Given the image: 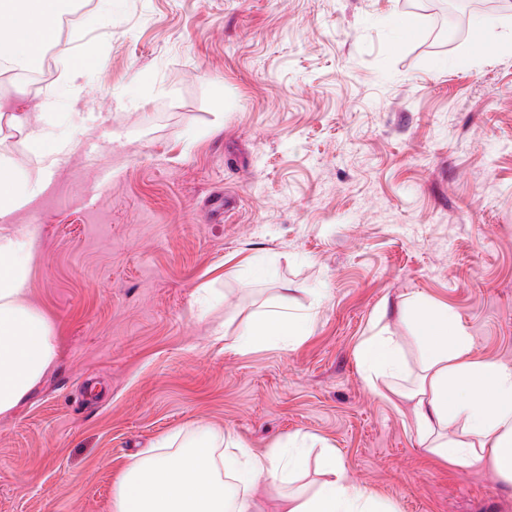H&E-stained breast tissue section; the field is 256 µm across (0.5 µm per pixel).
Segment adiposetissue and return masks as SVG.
I'll return each mask as SVG.
<instances>
[{
    "instance_id": "adipose-tissue-1",
    "label": "adipose tissue",
    "mask_w": 512,
    "mask_h": 512,
    "mask_svg": "<svg viewBox=\"0 0 512 512\" xmlns=\"http://www.w3.org/2000/svg\"><path fill=\"white\" fill-rule=\"evenodd\" d=\"M68 0H0V56L35 65ZM45 113L0 112V132L24 136L41 171L56 162L44 147ZM19 171L0 154V416L11 414L58 358L54 323L32 304L27 281L33 240L11 219L41 192L42 178ZM400 320L422 338L420 370L405 382L406 366L394 337L374 335L356 349L366 372L381 378L379 393L404 402L420 443L435 460L489 469L512 490V366L476 355L458 314L435 302H402ZM288 288L272 310L249 318L233 345H289L306 333ZM308 454L294 437L274 447H249L234 432L208 427L177 431L146 458L128 464L113 512H257L260 483L278 488L280 512H391L367 488L353 484L335 449H322L314 489L294 487Z\"/></svg>"
}]
</instances>
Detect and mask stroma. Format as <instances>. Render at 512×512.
Returning a JSON list of instances; mask_svg holds the SVG:
<instances>
[{"mask_svg":"<svg viewBox=\"0 0 512 512\" xmlns=\"http://www.w3.org/2000/svg\"><path fill=\"white\" fill-rule=\"evenodd\" d=\"M454 2L466 31L440 40L429 0H114L108 21L92 0L37 84L0 81L73 145L14 218L60 353L0 417V512H112L127 463L196 424L317 436L394 512H512L491 471L429 457L355 357L382 303L420 296L512 365V51L459 60L512 38V5ZM284 285L309 335L213 340Z\"/></svg>","mask_w":512,"mask_h":512,"instance_id":"stroma-1","label":"stroma"}]
</instances>
